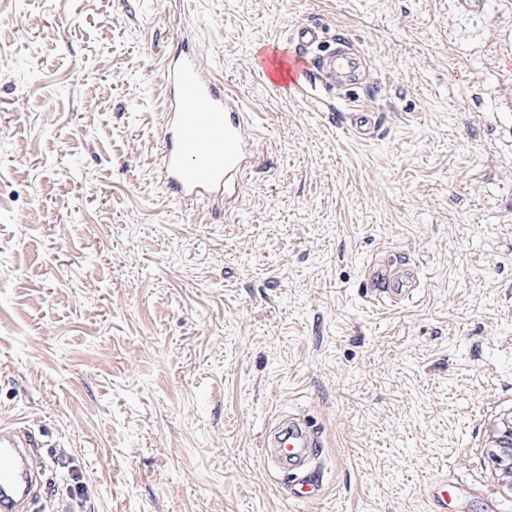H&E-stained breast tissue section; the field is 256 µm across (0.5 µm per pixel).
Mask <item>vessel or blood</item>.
Wrapping results in <instances>:
<instances>
[{"instance_id": "b4317fda", "label": "vessel or blood", "mask_w": 512, "mask_h": 512, "mask_svg": "<svg viewBox=\"0 0 512 512\" xmlns=\"http://www.w3.org/2000/svg\"><path fill=\"white\" fill-rule=\"evenodd\" d=\"M323 38L322 26L305 25L260 51L267 86L286 94L317 89L327 78L360 86L363 62L346 43L326 54L311 55V47L321 44ZM164 82L168 107L158 125L164 187L181 202L233 203L253 162L241 135L244 112L230 108L228 90L202 71L196 51L173 56L164 70ZM344 118L352 134L361 140L372 139L379 128L378 117L367 104L356 106ZM364 280L368 297L394 306L413 297L420 273L408 262L375 259L366 266ZM36 448L26 429L0 421V512H29L37 500L42 463ZM265 460L287 474L289 499L300 503L316 498L323 485L325 464L319 433L303 413L293 411L277 420L268 437ZM426 493L443 507L449 499L464 498L462 485L454 478L427 487Z\"/></svg>"}]
</instances>
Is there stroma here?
<instances>
[{"instance_id":"obj_1","label":"stroma","mask_w":512,"mask_h":512,"mask_svg":"<svg viewBox=\"0 0 512 512\" xmlns=\"http://www.w3.org/2000/svg\"><path fill=\"white\" fill-rule=\"evenodd\" d=\"M354 41L377 136L263 82L258 48ZM251 115L230 209L160 181L182 42ZM512 0H0V419L39 435V512H512L476 442L512 397ZM421 290L365 295L374 256ZM326 461L288 500L266 430ZM321 448L318 431L300 411L289 412L272 427L265 460L288 475V499L300 503L316 498L325 473ZM463 485L454 477H448L437 485H432L426 488V493L429 499L441 506V509L433 512H447L448 510V497H454L461 504L458 512H466L465 508L468 504L464 502V490ZM446 506V507H445Z\"/></svg>"}]
</instances>
